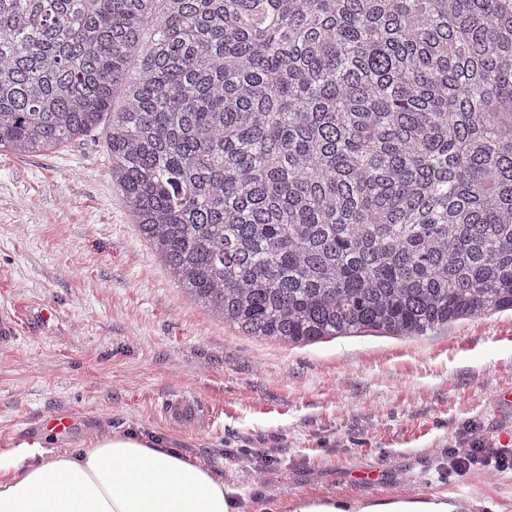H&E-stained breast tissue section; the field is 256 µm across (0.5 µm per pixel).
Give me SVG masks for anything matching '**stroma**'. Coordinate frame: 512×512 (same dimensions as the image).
Listing matches in <instances>:
<instances>
[{
  "mask_svg": "<svg viewBox=\"0 0 512 512\" xmlns=\"http://www.w3.org/2000/svg\"><path fill=\"white\" fill-rule=\"evenodd\" d=\"M105 139L100 128L40 155L0 152V300L27 312L0 346V442L44 436L73 452L92 428L139 425L249 501L512 493L510 471H448L469 429L512 444V311L418 336L288 346L244 335L140 237ZM56 417L65 432L48 428Z\"/></svg>",
  "mask_w": 512,
  "mask_h": 512,
  "instance_id": "35a3bbf8",
  "label": "stroma"
}]
</instances>
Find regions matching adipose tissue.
<instances>
[{"label": "adipose tissue", "instance_id": "obj_1", "mask_svg": "<svg viewBox=\"0 0 512 512\" xmlns=\"http://www.w3.org/2000/svg\"><path fill=\"white\" fill-rule=\"evenodd\" d=\"M0 512H243L223 476L143 428L90 433L77 453L0 452ZM260 512H506L443 489L385 498L350 491L277 499Z\"/></svg>", "mask_w": 512, "mask_h": 512}]
</instances>
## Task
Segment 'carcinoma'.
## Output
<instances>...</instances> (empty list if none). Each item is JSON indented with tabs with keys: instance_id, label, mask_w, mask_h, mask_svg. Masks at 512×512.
I'll return each mask as SVG.
<instances>
[{
	"instance_id": "obj_1",
	"label": "carcinoma",
	"mask_w": 512,
	"mask_h": 512,
	"mask_svg": "<svg viewBox=\"0 0 512 512\" xmlns=\"http://www.w3.org/2000/svg\"><path fill=\"white\" fill-rule=\"evenodd\" d=\"M105 118L141 236L248 336L512 310V0H0V148Z\"/></svg>"
}]
</instances>
